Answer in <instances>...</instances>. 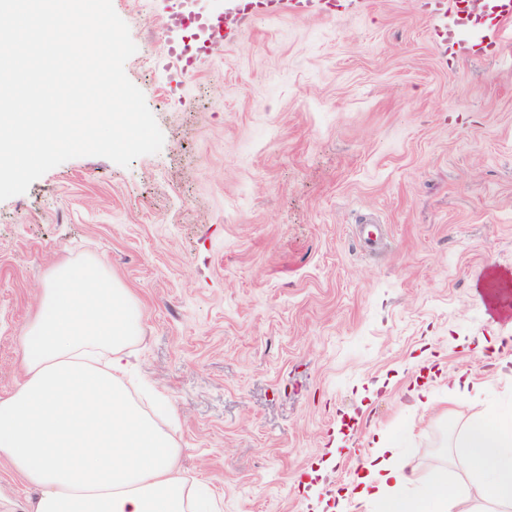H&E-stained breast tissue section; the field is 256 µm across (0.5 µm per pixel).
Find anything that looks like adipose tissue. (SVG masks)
<instances>
[{
	"instance_id": "ef3b65f1",
	"label": "adipose tissue",
	"mask_w": 512,
	"mask_h": 512,
	"mask_svg": "<svg viewBox=\"0 0 512 512\" xmlns=\"http://www.w3.org/2000/svg\"><path fill=\"white\" fill-rule=\"evenodd\" d=\"M141 331L137 302L100 263L52 268L21 339L24 380L0 396V461L34 489L26 512H211V497L181 480L172 435L130 394ZM394 448L379 441L358 481L379 512H469L471 500L512 512V412L465 428L462 493L437 476L407 496Z\"/></svg>"
}]
</instances>
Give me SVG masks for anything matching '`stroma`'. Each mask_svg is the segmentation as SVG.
I'll list each match as a JSON object with an SVG mask.
<instances>
[{
	"label": "stroma",
	"instance_id": "1",
	"mask_svg": "<svg viewBox=\"0 0 512 512\" xmlns=\"http://www.w3.org/2000/svg\"><path fill=\"white\" fill-rule=\"evenodd\" d=\"M112 3L164 144L0 201V396L50 270L95 260L141 307L133 370L219 512H377L354 489L381 438L459 487L466 422L512 410V319L479 288L512 273V32L453 0ZM185 9L230 15L190 74L164 59ZM462 369L468 401L448 394ZM240 3L239 15L242 17L262 13H274L278 7H288V0H238Z\"/></svg>",
	"mask_w": 512,
	"mask_h": 512
}]
</instances>
